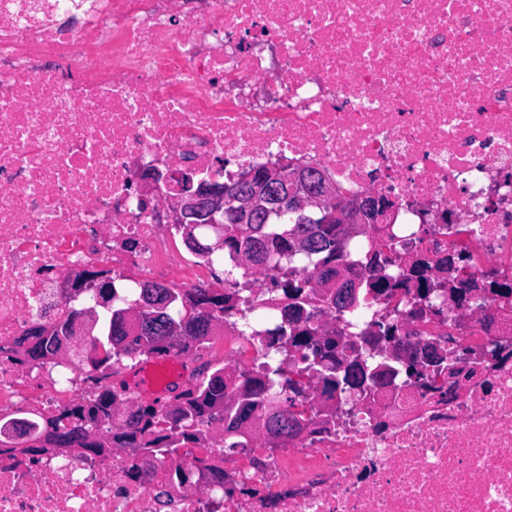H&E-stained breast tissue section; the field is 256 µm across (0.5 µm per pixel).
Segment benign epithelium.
I'll list each match as a JSON object with an SVG mask.
<instances>
[{"mask_svg": "<svg viewBox=\"0 0 512 512\" xmlns=\"http://www.w3.org/2000/svg\"><path fill=\"white\" fill-rule=\"evenodd\" d=\"M305 187V194L291 197L288 185ZM239 193L229 195L224 189L206 183L188 182L175 189L168 210L176 224H218L224 214L231 212L241 224L253 220L255 211L265 201L276 204L281 212L302 213L318 211L326 223L377 224L385 216L387 203L366 194L354 203L342 200L333 185L315 171L291 169L286 165L254 169L241 176Z\"/></svg>", "mask_w": 512, "mask_h": 512, "instance_id": "obj_1", "label": "benign epithelium"}]
</instances>
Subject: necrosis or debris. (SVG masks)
<instances>
[{"instance_id":"obj_1","label":"necrosis or debris","mask_w":512,"mask_h":512,"mask_svg":"<svg viewBox=\"0 0 512 512\" xmlns=\"http://www.w3.org/2000/svg\"><path fill=\"white\" fill-rule=\"evenodd\" d=\"M276 162L390 202L344 236L350 301L298 272L312 304L288 322L282 290L239 266L224 290L243 300L208 336L117 364L157 397L109 385L93 419L54 361L21 362L31 329L69 315L58 361L94 355L72 270L209 287L161 205ZM271 353L307 372L289 437L269 430ZM213 363L223 402L159 427L194 441L138 447V410H173ZM54 421L112 446L55 447ZM0 512H512V0H0Z\"/></svg>"}]
</instances>
